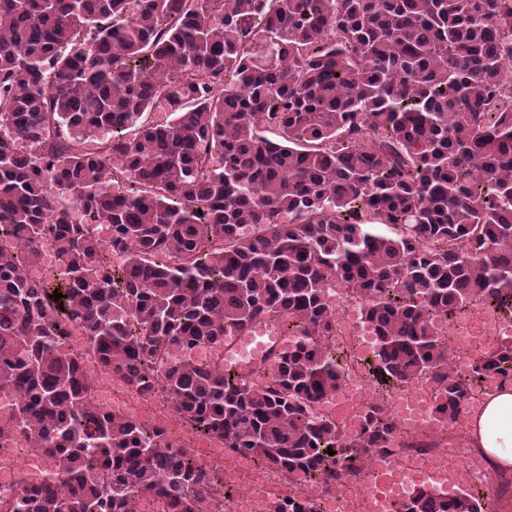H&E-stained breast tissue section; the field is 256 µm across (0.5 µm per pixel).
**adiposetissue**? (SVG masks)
Listing matches in <instances>:
<instances>
[{
  "mask_svg": "<svg viewBox=\"0 0 512 512\" xmlns=\"http://www.w3.org/2000/svg\"><path fill=\"white\" fill-rule=\"evenodd\" d=\"M469 443L502 471H512V385L484 395L466 418Z\"/></svg>",
  "mask_w": 512,
  "mask_h": 512,
  "instance_id": "ef3b65f1",
  "label": "adipose tissue"
}]
</instances>
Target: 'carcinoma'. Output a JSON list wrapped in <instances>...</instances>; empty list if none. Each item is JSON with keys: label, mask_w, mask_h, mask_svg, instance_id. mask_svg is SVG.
<instances>
[{"label": "carcinoma", "mask_w": 512, "mask_h": 512, "mask_svg": "<svg viewBox=\"0 0 512 512\" xmlns=\"http://www.w3.org/2000/svg\"><path fill=\"white\" fill-rule=\"evenodd\" d=\"M332 287L438 417L512 385V336L460 370L439 329L512 321V0H0V445L48 459L4 512H224V474L98 404L86 353L291 482L360 476L395 427L311 414L342 378ZM284 317L269 382L224 371L225 337ZM396 512L489 505L421 486Z\"/></svg>", "instance_id": "cac0c4a2"}]
</instances>
